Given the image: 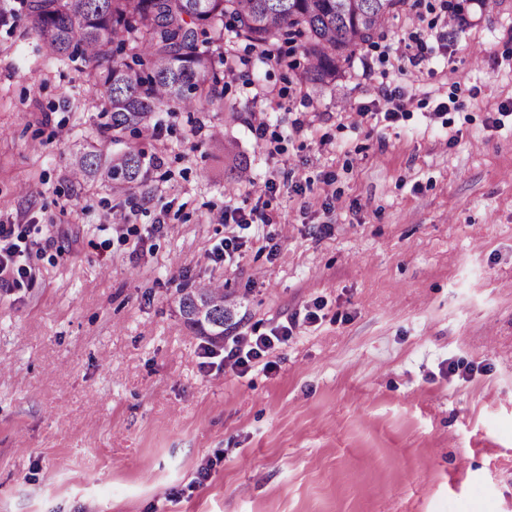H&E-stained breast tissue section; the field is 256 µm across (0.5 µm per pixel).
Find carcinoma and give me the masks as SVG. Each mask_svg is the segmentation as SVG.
I'll return each instance as SVG.
<instances>
[{"mask_svg": "<svg viewBox=\"0 0 512 512\" xmlns=\"http://www.w3.org/2000/svg\"><path fill=\"white\" fill-rule=\"evenodd\" d=\"M42 47L63 65L81 64L107 114L108 146L77 153L74 174L130 190L153 158L120 149L126 133L163 126L172 106L192 108L222 98L224 33L245 38L264 57L286 36L306 60L301 78L320 95L340 63L369 42L401 0H23ZM129 49L132 66L117 58ZM179 315L197 336L224 338L231 314L224 289L185 286Z\"/></svg>", "mask_w": 512, "mask_h": 512, "instance_id": "1", "label": "carcinoma"}]
</instances>
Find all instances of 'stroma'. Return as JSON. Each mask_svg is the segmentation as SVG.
<instances>
[{
    "label": "stroma",
    "mask_w": 512,
    "mask_h": 512,
    "mask_svg": "<svg viewBox=\"0 0 512 512\" xmlns=\"http://www.w3.org/2000/svg\"><path fill=\"white\" fill-rule=\"evenodd\" d=\"M453 2L405 0L320 97L231 39L223 99L127 138L155 163L119 193L72 173L106 141L85 72L0 0L32 267L0 288V512H512V0ZM211 281L232 333L297 319L272 368L203 370L174 297Z\"/></svg>",
    "instance_id": "35a3bbf8"
}]
</instances>
